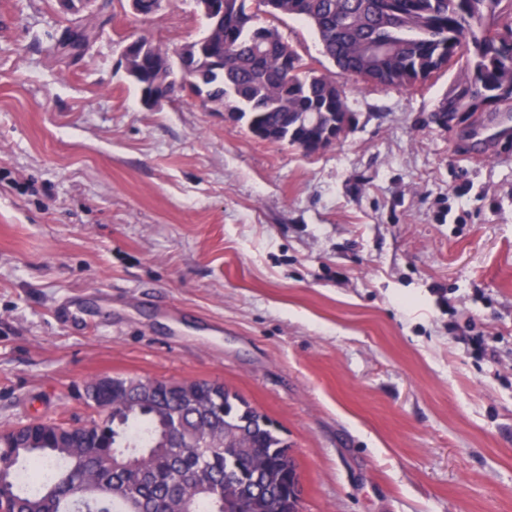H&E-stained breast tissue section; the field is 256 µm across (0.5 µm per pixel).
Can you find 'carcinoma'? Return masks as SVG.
Instances as JSON below:
<instances>
[{"label": "carcinoma", "mask_w": 512, "mask_h": 512, "mask_svg": "<svg viewBox=\"0 0 512 512\" xmlns=\"http://www.w3.org/2000/svg\"><path fill=\"white\" fill-rule=\"evenodd\" d=\"M267 21L256 23L247 0H224V67L201 58L189 64L195 88L207 102L239 113L250 133L266 129L270 140L302 151L301 124L312 114L349 111L336 79L310 69L273 21L290 14L294 0H261ZM307 22L340 74L357 82L408 89L432 74L457 71L455 87L432 113L449 124L467 113L472 124L485 112H512V0H304ZM104 22L76 21L56 53L85 56ZM375 41L390 48L386 71L368 70L364 52ZM489 100L485 107L481 101ZM140 376H114L112 385L86 383L88 421L39 418L0 429V479L5 512H172L187 475L199 469L223 497L197 494L193 512H253L235 479L259 489L281 485L271 512H298L294 458L265 414L224 385L159 379L144 394ZM193 435L194 447L173 453L169 429ZM141 472L136 500L124 492L126 473Z\"/></svg>", "instance_id": "cac0c4a2"}]
</instances>
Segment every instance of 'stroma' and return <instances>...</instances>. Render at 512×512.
I'll return each mask as SVG.
<instances>
[{"instance_id":"stroma-1","label":"stroma","mask_w":512,"mask_h":512,"mask_svg":"<svg viewBox=\"0 0 512 512\" xmlns=\"http://www.w3.org/2000/svg\"><path fill=\"white\" fill-rule=\"evenodd\" d=\"M69 24L0 0V427L90 417L94 377L206 379L287 440L302 512H512V137L431 123L454 72L347 83L308 156L188 93L141 104L123 45L199 39L194 0H114L76 63Z\"/></svg>"}]
</instances>
